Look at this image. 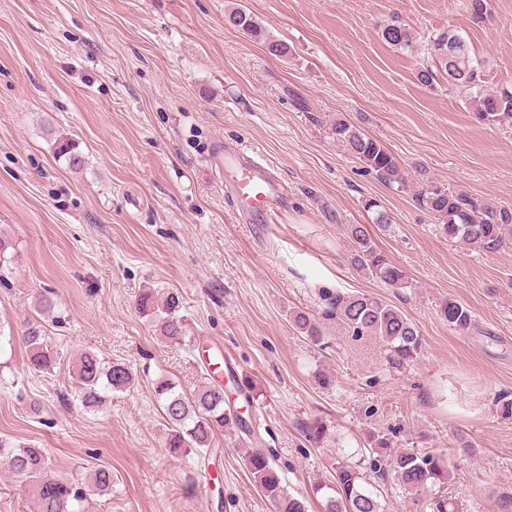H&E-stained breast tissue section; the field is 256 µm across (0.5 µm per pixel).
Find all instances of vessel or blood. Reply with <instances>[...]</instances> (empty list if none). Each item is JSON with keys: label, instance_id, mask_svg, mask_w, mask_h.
I'll list each match as a JSON object with an SVG mask.
<instances>
[{"label": "vessel or blood", "instance_id": "vessel-or-blood-1", "mask_svg": "<svg viewBox=\"0 0 512 512\" xmlns=\"http://www.w3.org/2000/svg\"><path fill=\"white\" fill-rule=\"evenodd\" d=\"M211 161L226 176L224 189L228 198L243 203V222L269 224L286 208L287 197L278 174L256 152L224 142L216 148Z\"/></svg>", "mask_w": 512, "mask_h": 512}]
</instances>
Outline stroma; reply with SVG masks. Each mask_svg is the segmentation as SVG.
Here are the masks:
<instances>
[{"instance_id":"stroma-1","label":"stroma","mask_w":512,"mask_h":512,"mask_svg":"<svg viewBox=\"0 0 512 512\" xmlns=\"http://www.w3.org/2000/svg\"><path fill=\"white\" fill-rule=\"evenodd\" d=\"M238 5L289 47L287 57L224 23ZM0 0V436L46 449L49 473L81 485L112 471V488L80 512H274L244 458L251 444L216 440L206 460L171 456L158 377L194 394L199 349L229 354L258 393L262 449L290 493L322 512L318 484L360 466L371 432L393 448L434 451L453 477L414 492L380 491L388 512L454 499L459 512H500L512 494V248L487 255L442 235L413 191L383 185L337 143V117L381 142L410 181L512 208V122L474 119L464 93L417 79L423 57L385 42L397 19L420 35L453 28L486 62V89L512 90V0ZM69 141L85 159L56 155ZM261 151L288 184L286 212L246 224L209 157L218 141ZM389 226L381 251L414 285L395 290L353 270L347 227ZM381 298L420 328L419 358L388 363L384 342L322 321L324 345L297 333L325 289ZM178 294L189 339L165 343L136 301ZM52 312L55 363L33 371L18 337ZM448 299L475 325L450 328ZM128 365L135 383L94 409L78 399L77 356ZM331 385H323L322 376ZM327 434L310 444L306 426ZM469 453H460L462 443Z\"/></svg>"}]
</instances>
